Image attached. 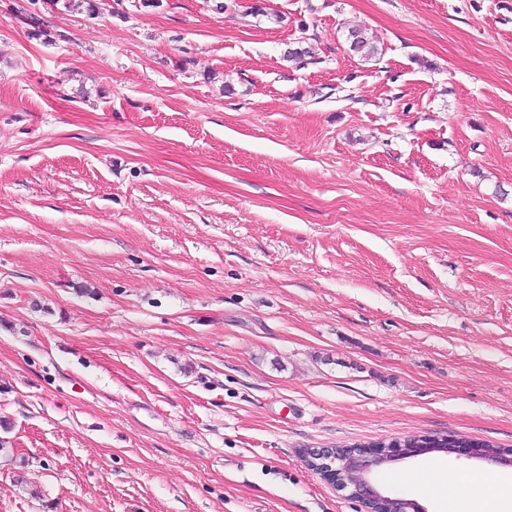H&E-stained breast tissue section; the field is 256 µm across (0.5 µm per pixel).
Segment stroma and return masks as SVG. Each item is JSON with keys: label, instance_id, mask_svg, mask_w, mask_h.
I'll return each mask as SVG.
<instances>
[{"label": "stroma", "instance_id": "stroma-1", "mask_svg": "<svg viewBox=\"0 0 512 512\" xmlns=\"http://www.w3.org/2000/svg\"><path fill=\"white\" fill-rule=\"evenodd\" d=\"M216 1L0 0V512H365L300 450L512 449V0Z\"/></svg>", "mask_w": 512, "mask_h": 512}]
</instances>
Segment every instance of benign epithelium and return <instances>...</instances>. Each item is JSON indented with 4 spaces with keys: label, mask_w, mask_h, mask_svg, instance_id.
<instances>
[{
    "label": "benign epithelium",
    "mask_w": 512,
    "mask_h": 512,
    "mask_svg": "<svg viewBox=\"0 0 512 512\" xmlns=\"http://www.w3.org/2000/svg\"><path fill=\"white\" fill-rule=\"evenodd\" d=\"M319 455L312 462L313 470L327 477L347 497L362 503L366 512H375L372 504L386 502L395 505V512H425V508L411 499L391 495L377 481V471L401 460L433 452V444L426 441L413 448L400 445L378 444L368 448H349L344 452L333 448L317 449ZM451 453L480 459L494 465L512 460L511 452L498 448L488 452L478 446L465 445L451 448Z\"/></svg>",
    "instance_id": "1"
}]
</instances>
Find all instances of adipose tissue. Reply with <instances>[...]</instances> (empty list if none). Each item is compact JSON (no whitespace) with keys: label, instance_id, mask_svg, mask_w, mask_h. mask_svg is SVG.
<instances>
[{"label":"adipose tissue","instance_id":"obj_1","mask_svg":"<svg viewBox=\"0 0 512 512\" xmlns=\"http://www.w3.org/2000/svg\"><path fill=\"white\" fill-rule=\"evenodd\" d=\"M414 490L430 487L443 512H512V480L489 473L440 474L430 468L406 479Z\"/></svg>","mask_w":512,"mask_h":512}]
</instances>
